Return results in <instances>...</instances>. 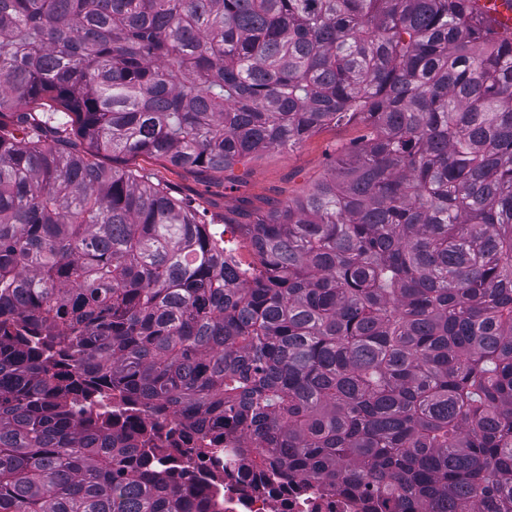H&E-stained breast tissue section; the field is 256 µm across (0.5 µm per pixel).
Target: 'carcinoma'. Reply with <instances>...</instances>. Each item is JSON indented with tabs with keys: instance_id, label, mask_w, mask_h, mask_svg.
Listing matches in <instances>:
<instances>
[{
	"instance_id": "cac0c4a2",
	"label": "carcinoma",
	"mask_w": 512,
	"mask_h": 512,
	"mask_svg": "<svg viewBox=\"0 0 512 512\" xmlns=\"http://www.w3.org/2000/svg\"><path fill=\"white\" fill-rule=\"evenodd\" d=\"M351 118L240 273L124 164ZM104 398L366 512H512V37L469 0H0V512H205Z\"/></svg>"
}]
</instances>
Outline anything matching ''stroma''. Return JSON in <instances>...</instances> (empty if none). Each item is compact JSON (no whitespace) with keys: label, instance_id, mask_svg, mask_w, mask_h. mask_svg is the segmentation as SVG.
I'll use <instances>...</instances> for the list:
<instances>
[{"label":"stroma","instance_id":"stroma-1","mask_svg":"<svg viewBox=\"0 0 512 512\" xmlns=\"http://www.w3.org/2000/svg\"><path fill=\"white\" fill-rule=\"evenodd\" d=\"M363 133L356 120L324 126L294 147L272 149L235 166L237 182L231 188L220 173L175 168L145 156L133 158L132 164L167 183L174 196L192 200L206 222L223 231L225 248L248 262L252 255L244 246L242 224L303 195L324 177L337 150L356 143Z\"/></svg>","mask_w":512,"mask_h":512}]
</instances>
